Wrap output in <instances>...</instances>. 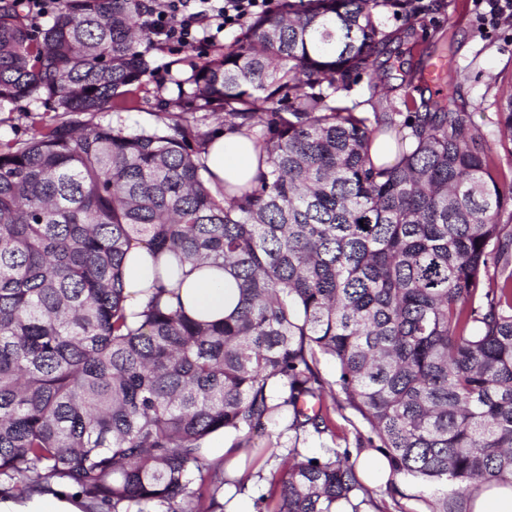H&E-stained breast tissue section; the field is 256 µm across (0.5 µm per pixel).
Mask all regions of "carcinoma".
Masks as SVG:
<instances>
[{"label": "carcinoma", "instance_id": "cac0c4a2", "mask_svg": "<svg viewBox=\"0 0 512 512\" xmlns=\"http://www.w3.org/2000/svg\"><path fill=\"white\" fill-rule=\"evenodd\" d=\"M145 0H60L36 27L0 6V102L40 101L70 119L0 143V485L66 481L93 512H222L224 465L202 453L222 430L279 457L272 512H374L348 454L313 458L350 409L393 473L462 493L512 482V186L483 135L453 112L336 104L373 76L415 0H281L191 77L180 120L151 130L81 126L131 111L150 72L137 50ZM198 112L251 135L259 174L229 194L202 162ZM512 140V94L497 113ZM394 139L377 165L371 147ZM135 237L178 265L229 272L236 311L187 316L154 289L127 314L122 267ZM336 364L335 389L319 358ZM332 404H326V399ZM264 434V446L255 438Z\"/></svg>", "mask_w": 512, "mask_h": 512}]
</instances>
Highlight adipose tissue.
Returning a JSON list of instances; mask_svg holds the SVG:
<instances>
[{
  "label": "adipose tissue",
  "instance_id": "1",
  "mask_svg": "<svg viewBox=\"0 0 512 512\" xmlns=\"http://www.w3.org/2000/svg\"><path fill=\"white\" fill-rule=\"evenodd\" d=\"M204 162L213 182L220 185L242 186L258 174V157L252 141L236 133L216 131ZM167 261V255L155 254L146 243L132 244L124 264L128 312L141 311L160 283L173 291L184 311L196 319L220 320L234 311L238 292L231 275L217 269L201 268L158 280L157 273ZM0 512H83V506L80 499L69 497L67 488L50 484L30 495L0 498Z\"/></svg>",
  "mask_w": 512,
  "mask_h": 512
}]
</instances>
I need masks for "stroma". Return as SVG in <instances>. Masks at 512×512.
I'll return each mask as SVG.
<instances>
[{"label": "stroma", "mask_w": 512, "mask_h": 512, "mask_svg": "<svg viewBox=\"0 0 512 512\" xmlns=\"http://www.w3.org/2000/svg\"><path fill=\"white\" fill-rule=\"evenodd\" d=\"M428 5L431 0H421ZM454 39L453 61L457 68L455 80L466 103L469 126L479 128L485 137V148L491 154L501 183L512 182V141L504 138L496 124L498 103L503 94L512 90V15L504 14L496 21L485 22L482 10L468 4L463 16L454 13V0H442L439 10L422 13L413 33L396 44L385 78L392 87L395 106L404 100L419 98L420 88L402 87V69L415 66L420 56L432 49L435 32ZM236 37L235 32L221 34L214 45L206 48L181 46L173 43L144 42L139 46L152 67L135 92L136 108L130 112H98L87 115L88 125L112 124L126 130L154 128L161 101H169L170 116H177L173 102L179 92H191L189 78L193 70L206 60L222 53ZM52 113L33 101L0 103V142H23L52 121ZM335 436H311L302 442L304 454L324 455L327 448L344 451L346 442L354 441L357 433L367 427L360 416L343 410L333 413ZM398 495H391L388 486L373 488L372 495L384 512H425V502L438 494V489L402 477L397 482Z\"/></svg>", "instance_id": "obj_1"}]
</instances>
